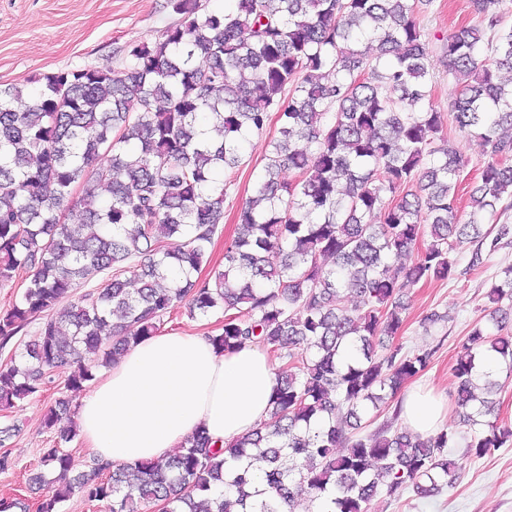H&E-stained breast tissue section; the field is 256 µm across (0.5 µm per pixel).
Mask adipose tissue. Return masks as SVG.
Listing matches in <instances>:
<instances>
[{
	"label": "adipose tissue",
	"instance_id": "adipose-tissue-1",
	"mask_svg": "<svg viewBox=\"0 0 512 512\" xmlns=\"http://www.w3.org/2000/svg\"><path fill=\"white\" fill-rule=\"evenodd\" d=\"M276 387V366L258 344L225 352L208 337L163 331L106 372L81 400L77 425L101 460H160L199 429L229 446L267 418ZM402 416L413 431L432 434L445 406L433 393L413 392Z\"/></svg>",
	"mask_w": 512,
	"mask_h": 512
}]
</instances>
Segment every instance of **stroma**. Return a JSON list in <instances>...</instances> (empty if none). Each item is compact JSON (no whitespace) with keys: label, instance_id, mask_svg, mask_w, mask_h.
<instances>
[{"label":"stroma","instance_id":"obj_1","mask_svg":"<svg viewBox=\"0 0 512 512\" xmlns=\"http://www.w3.org/2000/svg\"><path fill=\"white\" fill-rule=\"evenodd\" d=\"M178 19L170 0H0V84H19L32 91L39 78L61 69L117 67L130 47L153 42ZM417 19L429 42L431 100L444 111L455 96L457 82L442 59L441 45L455 27L478 26L483 18L471 0H432L430 5L419 6ZM278 129L277 120H270L263 134L245 143L238 166L225 172L224 226L209 248V269L224 266V243L236 232L237 213L253 192L262 173L266 144L277 137ZM447 131L467 160L460 188L459 217L464 220L470 211L467 196L480 181L485 147L478 137L460 132L455 124H448ZM473 250L472 243L456 244L452 279L420 284L405 292L406 319L393 343L406 353L431 351L432 358L424 372L404 384V391L431 388L446 403L454 401L453 367L459 346L474 326L488 325L493 309L487 297L489 286L503 269L512 266V243L484 254L476 267L470 264ZM433 311L446 314L447 319L424 330L421 320ZM70 372L67 366L55 369L39 392L18 401L11 410L0 411V427L16 428L6 446L14 466L0 472V499L20 500L26 512H38L42 494L32 488L30 479L40 472L42 451L53 440L43 427L44 415L63 391ZM448 455L462 463L453 485L426 498L409 489L392 496L381 493L370 501L368 512H512V445L474 458L467 456L460 441L449 448Z\"/></svg>","mask_w":512,"mask_h":512}]
</instances>
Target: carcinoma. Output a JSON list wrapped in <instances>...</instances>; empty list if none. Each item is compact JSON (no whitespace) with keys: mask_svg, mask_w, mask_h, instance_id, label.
Here are the masks:
<instances>
[{"mask_svg":"<svg viewBox=\"0 0 512 512\" xmlns=\"http://www.w3.org/2000/svg\"><path fill=\"white\" fill-rule=\"evenodd\" d=\"M432 0H233L221 13L173 0L180 20L121 66L44 75L32 95L0 88V286L24 273L18 300L0 311L7 344L34 312L46 317L22 361L0 366V410L37 393L70 366L68 391L157 333L178 304L194 318L220 311L209 336L230 350L261 344L283 361L268 418L225 449L199 432L164 462L93 459L76 471L63 446L43 449L39 512L78 492L108 512H282L306 490L308 512H368L380 492L427 497L460 469L452 427L422 436L358 430L364 415L423 372L432 353L388 344L404 323L403 290L451 279L454 242L478 248L482 226L512 200V28L503 0H473L486 22L448 34L442 56L459 85L456 127L489 147L469 219L458 218L467 161L427 101L429 44L416 18ZM279 114L263 172L224 243V269L199 280L224 225V171L246 140ZM284 169L297 180H279ZM79 196H74L75 190ZM79 209L82 222L65 212ZM428 237L427 244L419 241ZM97 285L78 296L76 291ZM136 288L129 289L128 285ZM512 297V267L490 297ZM494 332L474 329L453 367L456 404L493 401L484 355L512 377V308ZM70 414L59 398L44 419ZM512 441L494 424L466 439L480 458ZM341 447L344 452H336Z\"/></svg>","mask_w":512,"mask_h":512,"instance_id":"carcinoma-1","label":"carcinoma"}]
</instances>
